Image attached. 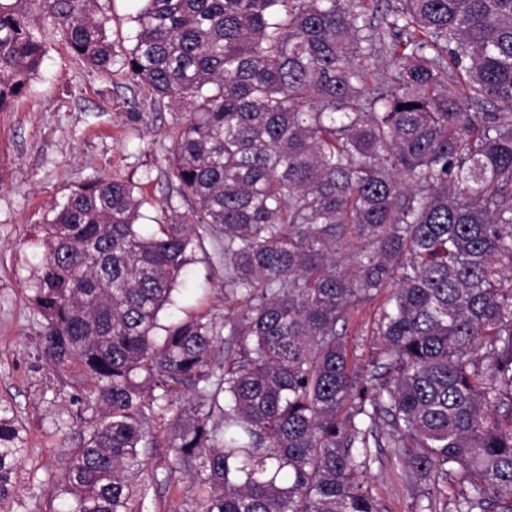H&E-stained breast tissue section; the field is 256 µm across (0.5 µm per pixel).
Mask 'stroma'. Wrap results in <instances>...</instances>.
I'll use <instances>...</instances> for the list:
<instances>
[{"instance_id":"35a3bbf8","label":"stroma","mask_w":512,"mask_h":512,"mask_svg":"<svg viewBox=\"0 0 512 512\" xmlns=\"http://www.w3.org/2000/svg\"><path fill=\"white\" fill-rule=\"evenodd\" d=\"M108 18L106 34L117 51L134 44L139 0H99ZM140 112L144 121L127 115ZM180 113L154 104L147 91L122 76L108 77L76 60L59 37L46 39L35 78L0 111V400L10 402L26 427L21 481L0 512H49L61 506L57 480L63 455L77 448L94 412L83 399L84 378L73 364H47L42 317L31 296L44 252L42 226L54 206L103 176L133 181L145 203L143 222L154 225L161 209L185 212L167 177L172 137ZM223 243L205 237L186 267L187 282L161 323L206 314L223 321ZM166 418L151 426L158 447L148 449L147 512H196L206 488L196 474L176 465L163 445ZM369 483L387 512H419L433 486L401 477L387 448L379 449Z\"/></svg>"}]
</instances>
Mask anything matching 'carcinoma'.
<instances>
[{"label":"carcinoma","instance_id":"cac0c4a2","mask_svg":"<svg viewBox=\"0 0 512 512\" xmlns=\"http://www.w3.org/2000/svg\"><path fill=\"white\" fill-rule=\"evenodd\" d=\"M143 2L119 53L98 0H0V111L46 32L184 107L168 174L191 211L147 233L136 185L104 177L44 225L45 358L98 411L66 512H144L152 417L182 389L167 444L198 512H385L374 447L443 486L420 512H512V0H389L376 24L372 0ZM208 235L237 316L160 324ZM382 293L362 373L337 326ZM25 445L0 401L1 501Z\"/></svg>","mask_w":512,"mask_h":512}]
</instances>
